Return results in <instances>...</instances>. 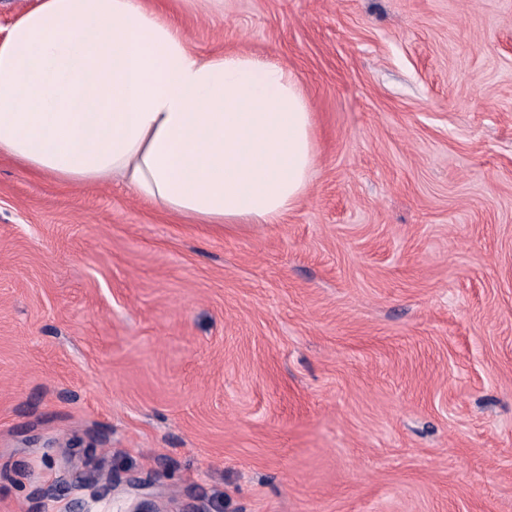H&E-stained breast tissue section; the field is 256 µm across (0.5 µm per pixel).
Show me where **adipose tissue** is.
I'll return each instance as SVG.
<instances>
[{
  "instance_id": "adipose-tissue-1",
  "label": "adipose tissue",
  "mask_w": 512,
  "mask_h": 512,
  "mask_svg": "<svg viewBox=\"0 0 512 512\" xmlns=\"http://www.w3.org/2000/svg\"><path fill=\"white\" fill-rule=\"evenodd\" d=\"M295 76L201 57L144 0H38L0 39V154L59 181L120 179L194 224H275L316 166Z\"/></svg>"
}]
</instances>
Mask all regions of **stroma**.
I'll return each instance as SVG.
<instances>
[{
  "label": "stroma",
  "mask_w": 512,
  "mask_h": 512,
  "mask_svg": "<svg viewBox=\"0 0 512 512\" xmlns=\"http://www.w3.org/2000/svg\"><path fill=\"white\" fill-rule=\"evenodd\" d=\"M158 5L317 165L189 224L0 156V512H512V0Z\"/></svg>",
  "instance_id": "obj_1"
}]
</instances>
